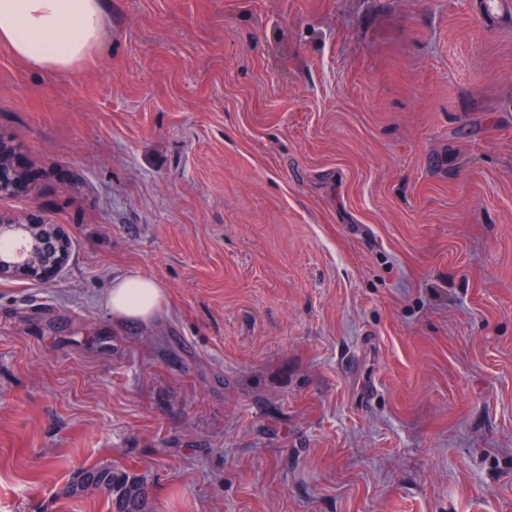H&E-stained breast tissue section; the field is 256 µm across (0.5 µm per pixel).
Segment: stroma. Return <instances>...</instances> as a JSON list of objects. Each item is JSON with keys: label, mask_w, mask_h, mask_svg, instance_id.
Returning <instances> with one entry per match:
<instances>
[{"label": "stroma", "mask_w": 512, "mask_h": 512, "mask_svg": "<svg viewBox=\"0 0 512 512\" xmlns=\"http://www.w3.org/2000/svg\"><path fill=\"white\" fill-rule=\"evenodd\" d=\"M105 0L71 73L0 48L60 225L0 279V512H512V0ZM168 305L116 324L115 278ZM377 390L357 401L363 380ZM0 237L20 238L27 244L24 253L1 254L0 279L24 278L47 283L62 270L67 258V239L59 227L0 215ZM47 237H51L57 246L56 257L49 260L41 257V252L45 253ZM168 302L166 288L156 277L131 270L112 282L106 298L113 320L150 323ZM100 492L111 500L113 512H150L146 480L127 471L100 466L83 471L64 490L67 496Z\"/></svg>", "instance_id": "35a3bbf8"}]
</instances>
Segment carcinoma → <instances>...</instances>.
Instances as JSON below:
<instances>
[{
    "instance_id": "obj_1",
    "label": "carcinoma",
    "mask_w": 512,
    "mask_h": 512,
    "mask_svg": "<svg viewBox=\"0 0 512 512\" xmlns=\"http://www.w3.org/2000/svg\"><path fill=\"white\" fill-rule=\"evenodd\" d=\"M100 492L111 500L112 512H149L146 480L127 471L100 466L83 471L64 490L68 496Z\"/></svg>"
}]
</instances>
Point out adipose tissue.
<instances>
[{
    "mask_svg": "<svg viewBox=\"0 0 512 512\" xmlns=\"http://www.w3.org/2000/svg\"><path fill=\"white\" fill-rule=\"evenodd\" d=\"M103 25L102 0H0V47L42 70L79 68L98 48ZM167 302L162 282L137 270L116 278L106 298L120 323L152 322Z\"/></svg>",
    "mask_w": 512,
    "mask_h": 512,
    "instance_id": "obj_1",
    "label": "adipose tissue"
}]
</instances>
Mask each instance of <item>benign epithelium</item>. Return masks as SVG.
Instances as JSON below:
<instances>
[{"mask_svg":"<svg viewBox=\"0 0 512 512\" xmlns=\"http://www.w3.org/2000/svg\"><path fill=\"white\" fill-rule=\"evenodd\" d=\"M22 174L0 152V194L9 195L22 187ZM0 237L20 238L26 251L0 255V279L47 283L62 270L67 258V239L55 226L0 215Z\"/></svg>","mask_w":512,"mask_h":512,"instance_id":"1","label":"benign epithelium"}]
</instances>
